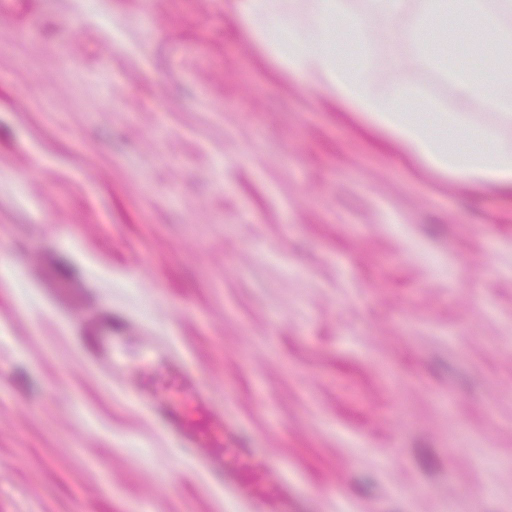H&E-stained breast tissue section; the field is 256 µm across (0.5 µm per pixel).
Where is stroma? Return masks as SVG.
<instances>
[{"label": "stroma", "mask_w": 512, "mask_h": 512, "mask_svg": "<svg viewBox=\"0 0 512 512\" xmlns=\"http://www.w3.org/2000/svg\"><path fill=\"white\" fill-rule=\"evenodd\" d=\"M368 17L377 89L456 93ZM0 512H247L79 346L170 339L305 512H512V190L427 169L234 0H0Z\"/></svg>", "instance_id": "1"}]
</instances>
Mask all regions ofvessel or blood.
Returning a JSON list of instances; mask_svg holds the SVG:
<instances>
[{
  "label": "vessel or blood",
  "mask_w": 512,
  "mask_h": 512,
  "mask_svg": "<svg viewBox=\"0 0 512 512\" xmlns=\"http://www.w3.org/2000/svg\"><path fill=\"white\" fill-rule=\"evenodd\" d=\"M132 323L113 319L100 312L93 331L82 343L84 355L92 368L112 389L150 419L160 421L165 436L204 474L223 488L226 496L246 505L248 512H284L288 506V476L285 463L272 455L256 457L249 448L238 449L239 466L225 467L224 443L234 440L236 424L223 406L214 404L209 387L190 363L175 351L170 341L143 332L136 345L140 360L158 363L174 370L194 396L200 414L191 416L158 388L139 379L125 358L118 341L132 330ZM258 465L272 492L253 491L245 473Z\"/></svg>",
  "instance_id": "1"
}]
</instances>
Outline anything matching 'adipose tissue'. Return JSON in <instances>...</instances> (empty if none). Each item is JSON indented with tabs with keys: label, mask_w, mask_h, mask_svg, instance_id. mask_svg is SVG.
Instances as JSON below:
<instances>
[{
	"label": "adipose tissue",
	"mask_w": 512,
	"mask_h": 512,
	"mask_svg": "<svg viewBox=\"0 0 512 512\" xmlns=\"http://www.w3.org/2000/svg\"><path fill=\"white\" fill-rule=\"evenodd\" d=\"M298 8L277 0H242L249 34L293 74L346 100L367 122L390 136L408 154L440 174L512 188V135L471 123L465 112L474 100L483 101L512 124V27L501 20L512 11V0H500L489 10L484 0H298ZM419 19L407 32L416 49L428 47L433 15H450L454 26L478 23L495 40V67L475 72L442 61L438 67L453 85L458 108L437 112L412 89L396 87L391 94L377 90L366 63L344 64L343 43L335 26H343L347 40L363 45L364 16L374 14L387 24L410 11ZM346 40V41H347Z\"/></svg>",
	"instance_id": "obj_1"
}]
</instances>
